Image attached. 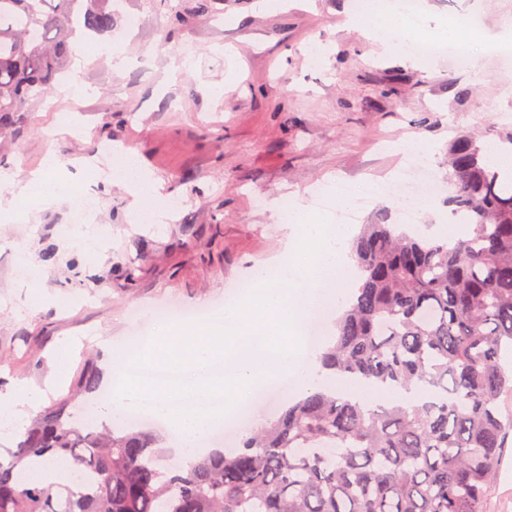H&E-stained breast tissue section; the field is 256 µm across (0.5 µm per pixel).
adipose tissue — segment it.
<instances>
[{"mask_svg":"<svg viewBox=\"0 0 512 512\" xmlns=\"http://www.w3.org/2000/svg\"><path fill=\"white\" fill-rule=\"evenodd\" d=\"M353 25L363 29L381 48L409 49L415 41L413 32L404 28V13L400 0L384 4L383 0H368L363 13L351 16ZM58 166L55 156H47L43 168L29 172L22 180L0 170V185L7 187V196L0 197V207L13 210L15 199H40L46 202L64 196L66 182L54 177ZM122 175L134 198L133 218L142 224H158L166 215L167 207L160 201V183L146 171L134 155L123 157ZM71 342H62L53 354L52 368L42 383L19 382L13 392L0 396V430H10L26 424L39 409L46 390L66 377L71 361ZM18 487L40 482L78 487L79 472L73 464L63 460H42L28 463L15 471Z\"/></svg>","mask_w":512,"mask_h":512,"instance_id":"obj_1","label":"adipose tissue"}]
</instances>
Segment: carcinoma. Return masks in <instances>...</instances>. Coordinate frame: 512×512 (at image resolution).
<instances>
[{
  "label": "carcinoma",
  "mask_w": 512,
  "mask_h": 512,
  "mask_svg": "<svg viewBox=\"0 0 512 512\" xmlns=\"http://www.w3.org/2000/svg\"><path fill=\"white\" fill-rule=\"evenodd\" d=\"M115 2L0 0L1 134L60 81L79 33H112ZM448 183L468 227L453 243L364 225L359 285L316 372L429 400L368 407L320 383L235 451L186 467L144 429L75 420L62 400L0 459V512H481L512 446V181L461 135ZM99 389L93 367L77 373L74 395ZM55 457L80 470L78 490L16 486L18 464Z\"/></svg>",
  "instance_id": "carcinoma-1"
}]
</instances>
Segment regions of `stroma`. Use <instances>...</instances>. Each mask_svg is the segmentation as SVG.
I'll list each match as a JSON object with an SVG mask.
<instances>
[{"mask_svg": "<svg viewBox=\"0 0 512 512\" xmlns=\"http://www.w3.org/2000/svg\"><path fill=\"white\" fill-rule=\"evenodd\" d=\"M260 0H213L209 16L175 25L170 6L192 0H124L111 39L129 59L114 71L107 56L69 67L44 102L9 138L0 167L25 172L55 153L69 192L27 219L20 204L0 223V394L20 381L42 382L60 339H75L70 375L47 393L58 401L87 362L103 367L112 341L154 334L149 306L221 305L239 283L284 249L287 231L274 211L299 198L334 223L338 198L317 204L324 185L356 194L401 170L395 142L429 154L447 207L448 144L465 132L512 129V67L479 53L475 67L445 58L424 62L376 45L346 24L351 0H292L287 9ZM421 34L439 38L454 16L483 10V27L512 25V0H421ZM141 19L129 25L131 16ZM188 65L165 83L170 56ZM73 125L59 133L62 113ZM117 148L137 155L175 208L163 224H138L132 197L113 168ZM89 158L88 173L73 162ZM89 201L87 221L108 229L97 251L74 240L72 211ZM45 278L34 302L26 260ZM138 276L128 280L127 269Z\"/></svg>", "mask_w": 512, "mask_h": 512, "instance_id": "35a3bbf8", "label": "stroma"}]
</instances>
